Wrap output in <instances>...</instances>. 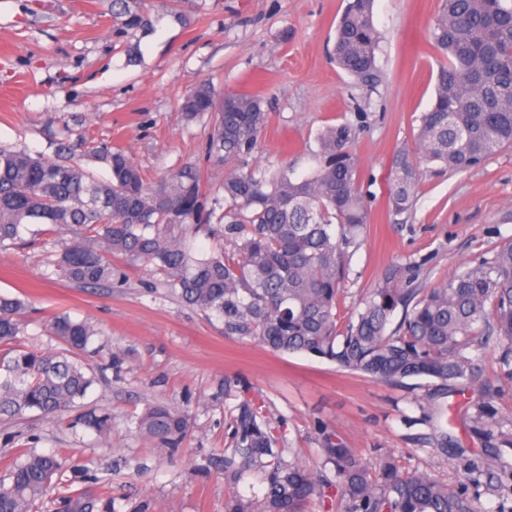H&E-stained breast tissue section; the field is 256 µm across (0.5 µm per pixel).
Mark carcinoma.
Instances as JSON below:
<instances>
[{"label":"carcinoma","mask_w":512,"mask_h":512,"mask_svg":"<svg viewBox=\"0 0 512 512\" xmlns=\"http://www.w3.org/2000/svg\"><path fill=\"white\" fill-rule=\"evenodd\" d=\"M372 3L349 0L332 48L336 66L367 98L385 83ZM192 4L172 0L164 14L186 26ZM110 12L122 32L148 34L158 20L144 0H111ZM429 40L445 63L433 104L419 116L417 151L392 157L386 205L394 216L412 212L424 166L465 172L512 147V0H441ZM179 107L186 124L208 127L205 159L225 172L220 190L192 166L152 185L124 149L103 142H61L52 156L0 147V249L59 236L53 273L74 284L112 287V258L122 257L152 267L170 294L220 318L229 339L325 359L388 386L423 379L420 421L433 435L422 443L432 458L451 454L464 466L465 481L450 487L392 451L367 458L332 432L322 433L321 462L311 466L295 449L278 447L262 405L239 398L237 383L226 380L213 399L236 400L230 446L206 465L224 478V512H311L313 504L329 512H478L467 492L474 474L483 468L501 484L512 481V471L492 470L512 450V417L482 382L492 343L501 349L496 365L512 379V242L430 288L419 282V265L394 263L349 309L348 248L372 217L353 150L356 129L325 127L317 168L295 179L286 165L255 162L269 121L262 96L219 97L205 82ZM85 159L105 165L108 176ZM199 232L214 242L202 255L188 244ZM24 307L17 295H0V419L28 411L59 418L96 382L80 356L97 330L61 313L51 332L65 352L22 349ZM466 393L448 415V397ZM110 420L106 410L90 408L71 427L102 434ZM457 420L473 447L448 432ZM134 424L161 448L179 447L191 429L188 414L165 404L148 406ZM61 468L55 454L15 459L0 478V512H33ZM254 474L261 489L247 496L241 487Z\"/></svg>","instance_id":"cac0c4a2"}]
</instances>
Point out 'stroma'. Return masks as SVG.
<instances>
[{
  "label": "stroma",
  "instance_id": "stroma-1",
  "mask_svg": "<svg viewBox=\"0 0 512 512\" xmlns=\"http://www.w3.org/2000/svg\"><path fill=\"white\" fill-rule=\"evenodd\" d=\"M347 0H198L190 26L161 18L150 35L116 33L110 0H0V145L53 154L64 136L125 148L151 179L203 164L206 132L186 125L181 97L201 82L217 93L264 92L270 119L259 163L290 164L295 177L318 165L316 137L330 124L356 128L353 145L372 222L351 249L344 282L353 307L395 261L421 266L424 283L453 277L512 240V149L462 173L424 175L413 212L392 223L385 180L398 148L414 149L417 118L430 108L437 64L428 55L441 0H374L386 82L362 99L329 59ZM139 47L131 64L126 49ZM41 247L0 249V294H23L24 347L54 349V315L98 331L85 359L96 382L85 404L112 411L102 438L35 412L0 420V470L23 449L61 453L59 484L38 512L85 493L93 512H224V479L204 465L231 434L229 408L211 401L224 379L264 403L280 445L314 459L322 432L374 457L395 450L413 468H434L448 485L462 478L456 458L433 463L414 445L420 388L383 385L305 354L275 356L225 338L222 321L171 297L144 265L122 260L108 288H83L50 274ZM185 411L193 430L182 448H158L134 430L149 405Z\"/></svg>",
  "mask_w": 512,
  "mask_h": 512
}]
</instances>
